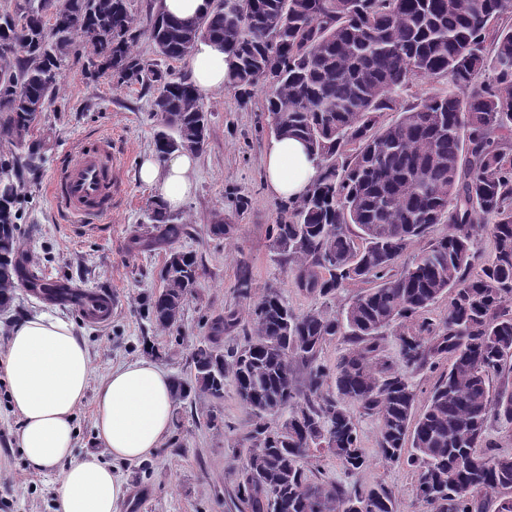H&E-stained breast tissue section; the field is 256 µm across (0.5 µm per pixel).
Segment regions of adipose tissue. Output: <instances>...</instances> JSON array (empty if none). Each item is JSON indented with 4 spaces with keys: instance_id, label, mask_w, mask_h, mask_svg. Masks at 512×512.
<instances>
[{
    "instance_id": "obj_1",
    "label": "adipose tissue",
    "mask_w": 512,
    "mask_h": 512,
    "mask_svg": "<svg viewBox=\"0 0 512 512\" xmlns=\"http://www.w3.org/2000/svg\"><path fill=\"white\" fill-rule=\"evenodd\" d=\"M191 82L199 94L222 88L230 68L223 44L199 40L190 57ZM263 163L268 192L281 199L301 197L316 176L305 144L271 138ZM194 155L149 154L139 166L142 182L170 210L182 207L193 189ZM10 407L22 421L19 447L37 471L59 468L55 512H118L128 487L112 461L150 456L168 435L175 406L171 378L155 360L142 357L117 365L95 397L97 439L110 457L75 451V417L84 401L91 361L82 340L64 319L36 314L16 323L0 354Z\"/></svg>"
}]
</instances>
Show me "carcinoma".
<instances>
[{"label": "carcinoma", "mask_w": 512, "mask_h": 512, "mask_svg": "<svg viewBox=\"0 0 512 512\" xmlns=\"http://www.w3.org/2000/svg\"><path fill=\"white\" fill-rule=\"evenodd\" d=\"M0 11V142L21 144L58 96L76 39L112 70L120 85L154 89L162 128L155 150L170 140L205 150L208 113L193 86L135 53L145 35L168 60L188 56L200 39L224 44L232 58L226 86L246 103L265 94V112L279 118L276 135L302 140L318 174L305 196L282 205L271 228L273 248L288 263L295 287L326 300L349 282L371 283L342 312L297 315L269 289L250 312L252 333L224 350V332L242 313L212 320L191 353L193 377L172 381L176 403L192 396L224 398V381L246 391L252 420L236 496L250 512H397L383 485L347 491L315 481L302 461L326 450L349 472L367 464L357 415L380 423L379 448L389 463L406 461L415 492L430 512H512V450L491 446L493 421L512 423V403L491 394V382L512 377V0H210V11L177 19L154 5L142 19L128 0H27ZM446 82L415 93L409 87ZM397 117L388 125L381 118ZM16 154L0 158V308L16 282L47 294L55 283L24 266L15 204ZM144 223L173 244L184 224L159 202ZM435 224L448 235L398 261ZM490 231L493 255L478 241ZM476 275H471L475 266ZM202 266L195 253L170 248L160 271L162 291L147 316L161 330L180 328L184 303ZM448 296V315L435 325L427 309ZM391 331L398 356H380ZM342 337L349 347L334 372L317 363L322 345ZM447 355L448 372L425 410L411 371ZM307 369L304 388L294 367ZM333 378L334 389L325 388ZM288 408L276 429L266 419ZM488 448L485 454L476 449Z\"/></svg>", "instance_id": "1"}]
</instances>
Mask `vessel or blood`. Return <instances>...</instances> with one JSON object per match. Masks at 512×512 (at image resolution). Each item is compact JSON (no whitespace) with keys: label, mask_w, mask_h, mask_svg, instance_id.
Returning <instances> with one entry per match:
<instances>
[{"label":"vessel or blood","mask_w":512,"mask_h":512,"mask_svg":"<svg viewBox=\"0 0 512 512\" xmlns=\"http://www.w3.org/2000/svg\"><path fill=\"white\" fill-rule=\"evenodd\" d=\"M117 169L111 137L83 142L52 177L49 193L56 209L77 224L100 221L112 211Z\"/></svg>","instance_id":"b4317fda"}]
</instances>
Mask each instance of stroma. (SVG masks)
Returning <instances> with one entry per match:
<instances>
[{"instance_id": "1", "label": "stroma", "mask_w": 512, "mask_h": 512, "mask_svg": "<svg viewBox=\"0 0 512 512\" xmlns=\"http://www.w3.org/2000/svg\"><path fill=\"white\" fill-rule=\"evenodd\" d=\"M202 103L209 115L207 146L197 157L194 189L179 211L189 234L178 245L198 255L203 273L184 305L177 332L157 330L144 313L146 300L162 288L159 271L169 252L167 245L148 251L132 246L134 237L157 233L155 225L143 221L155 193L138 178L139 164L154 151L160 128L150 93L139 84L116 85L107 70L88 74L87 54L75 48L57 99L37 117L17 149L19 155L33 158L17 182L18 223L27 262L43 267L53 281L112 294V316L103 326L86 319L78 308L57 304L23 285L16 288L10 309L0 312V351L15 323L39 313L72 322L84 342L92 374L76 418L77 451H104L94 429V397L113 366L150 356L170 376L187 380L193 347L204 341L209 322L226 308L248 312L272 288L295 312L336 314L365 288L361 282L349 283L335 301L328 302L295 288L288 266L279 262L270 229L283 201L269 195L265 186L263 152L271 133L263 92H255L244 104L225 87L203 96ZM93 134L111 135L120 156L122 191L106 220L75 233L50 202L46 188L78 142ZM218 222L230 225L229 235L211 234V225ZM243 261L252 274L247 298L237 288ZM250 421L229 380L221 400L196 397L176 405L171 431L160 448L147 459L115 463L116 473L129 488L119 512H249L236 499L235 489ZM20 427L8 404L5 371L0 368V512H54L59 473H39L27 465L18 444ZM379 431L376 418H360V446L369 460L361 470L346 471L336 456L322 450L304 465L312 478L335 481L349 491L385 485L397 499L398 512H426L415 495L411 468L381 457Z\"/></svg>"}]
</instances>
